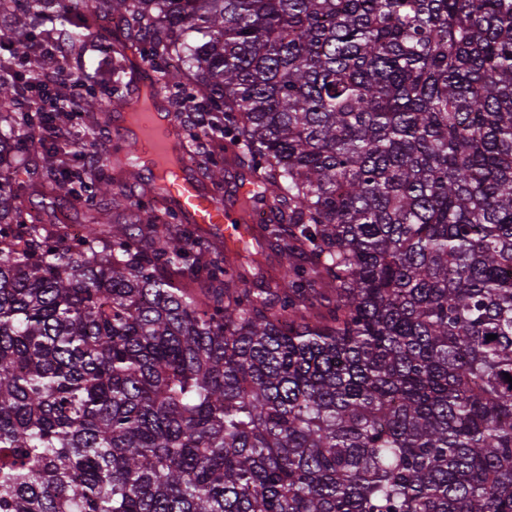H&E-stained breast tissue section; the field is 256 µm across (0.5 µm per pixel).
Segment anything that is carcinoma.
<instances>
[{"label":"carcinoma","instance_id":"carcinoma-1","mask_svg":"<svg viewBox=\"0 0 512 512\" xmlns=\"http://www.w3.org/2000/svg\"><path fill=\"white\" fill-rule=\"evenodd\" d=\"M64 2L0 28V512H512V0H101L112 108L149 44L273 200L232 248L81 166L111 224L25 223Z\"/></svg>","mask_w":512,"mask_h":512}]
</instances>
